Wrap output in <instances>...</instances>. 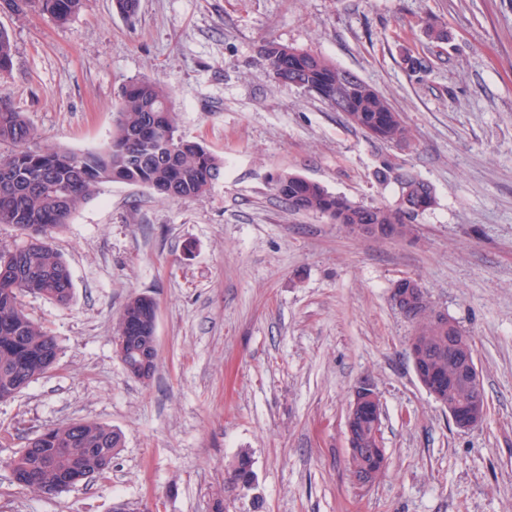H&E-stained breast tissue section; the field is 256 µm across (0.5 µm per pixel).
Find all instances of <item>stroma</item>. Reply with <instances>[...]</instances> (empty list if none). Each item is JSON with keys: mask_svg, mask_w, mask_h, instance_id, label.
Masks as SVG:
<instances>
[{"mask_svg": "<svg viewBox=\"0 0 512 512\" xmlns=\"http://www.w3.org/2000/svg\"><path fill=\"white\" fill-rule=\"evenodd\" d=\"M448 34L444 44L430 26ZM15 51L0 98L38 147L109 138L126 84L172 97L179 130L224 158L204 196L162 200L109 183L50 244L72 298L23 296L59 346L55 366L0 401V512H512V0H140L126 20L89 0L66 24L0 9ZM313 51L382 92L410 132L395 146L274 82L265 41ZM428 58L410 72L405 55ZM390 164L429 183L411 237L356 234L295 213L270 179L294 173L362 205H395ZM419 279L470 336L487 413L461 431L420 385L395 281ZM157 302L158 368L131 378L113 343L126 299ZM370 382L389 468L368 489L347 469L346 415ZM76 420L121 431L106 476L55 494L9 461ZM248 449L257 487L224 484Z\"/></svg>", "mask_w": 512, "mask_h": 512, "instance_id": "1", "label": "stroma"}]
</instances>
